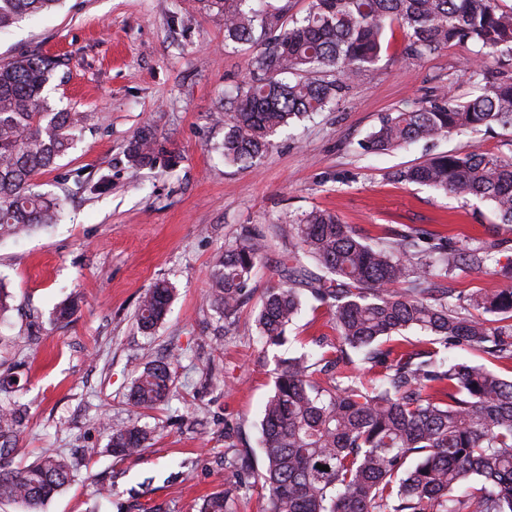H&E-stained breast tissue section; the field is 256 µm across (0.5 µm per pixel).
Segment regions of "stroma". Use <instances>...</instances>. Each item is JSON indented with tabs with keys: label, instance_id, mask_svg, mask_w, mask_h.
<instances>
[{
	"label": "stroma",
	"instance_id": "35a3bbf8",
	"mask_svg": "<svg viewBox=\"0 0 512 512\" xmlns=\"http://www.w3.org/2000/svg\"><path fill=\"white\" fill-rule=\"evenodd\" d=\"M404 44L401 28L387 29L376 69L242 169L216 152L224 131L212 115L247 78L254 49L225 44L223 18L197 0H61L0 33V63L31 53L60 58L45 91L50 105L92 115L75 148L40 178L42 191L65 198L58 224L0 241V282L11 295L0 373L11 371L26 409L11 465L46 448L76 463L74 482L43 512H198L223 489L235 452L250 449L262 468L259 421L280 360L331 349L337 332L332 311L307 298L283 345L260 342L255 316L288 257L280 238L235 315L220 318L206 298L209 267L243 227L264 230L319 209L370 239L422 228L460 246L498 240L499 258L512 255V228L496 222L489 204L392 180L441 152L512 157L511 131H462L383 154L362 149L381 115L418 105L440 83L463 99L478 92L461 69L469 48L412 60ZM147 124L179 155L175 170L128 166L123 147ZM103 176L112 181L107 192L75 186ZM158 280L175 293L165 322L146 335L137 309ZM73 292L76 314L55 322L56 305ZM158 360L172 364L174 394L139 417L154 433L149 447L118 460L103 424L128 421L134 367ZM98 486L109 496L95 495Z\"/></svg>",
	"mask_w": 512,
	"mask_h": 512
}]
</instances>
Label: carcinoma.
Here are the masks:
<instances>
[{
	"label": "carcinoma",
	"instance_id": "1",
	"mask_svg": "<svg viewBox=\"0 0 512 512\" xmlns=\"http://www.w3.org/2000/svg\"><path fill=\"white\" fill-rule=\"evenodd\" d=\"M58 2L0 0V31ZM199 3L224 17V42L257 46L247 80L215 115L224 127L216 151L228 164L255 166L278 131L338 102L381 60L386 26L394 22L406 32L411 59L451 45L476 47L463 66L478 94L463 101L444 86L411 109L386 113L365 150L384 153L494 125L512 129V76L489 66L512 61V8L501 0H310L305 16L291 21L288 0L261 14L245 10V0ZM60 65L41 54L0 65V238L54 224L63 207L36 179L74 146L90 113L49 105L45 87ZM285 74L295 80L284 82ZM124 156L135 168L172 170L177 159L151 125L136 131ZM394 180L477 198L498 223L512 224V158L437 153ZM275 233L288 239L295 264L267 289L256 314L259 336L280 343L306 291L335 315L337 355L304 353L282 362L260 421L264 471L237 456L228 467L232 487L210 494L200 512H231L232 488L249 479L266 492L265 512H512V380L443 355L463 346L512 360V258L502 265L494 243L457 248L448 236L417 228L369 242L325 210L279 224ZM267 248L266 235L247 230L216 257L209 299L221 316L237 311ZM461 269L498 273L508 284L456 298L443 283ZM172 293L165 281L148 290L137 313L142 331L163 322ZM462 299L483 316L459 305ZM77 309L72 296L56 307L54 320L67 323ZM411 329L432 336L436 347L390 344ZM173 388L170 365L149 363L137 370L129 401L150 409L169 401ZM21 419L1 382V460L15 452ZM151 434L135 421L112 426V456L140 454ZM74 477L70 459L57 452L22 468L0 465V502L41 512Z\"/></svg>",
	"mask_w": 512,
	"mask_h": 512
}]
</instances>
